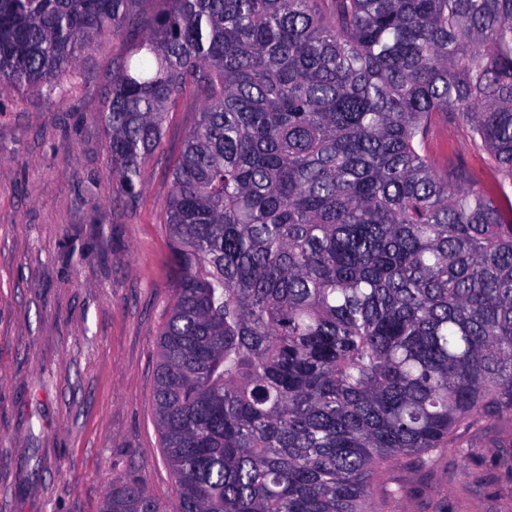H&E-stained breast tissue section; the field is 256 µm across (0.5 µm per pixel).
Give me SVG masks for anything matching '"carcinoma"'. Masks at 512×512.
I'll list each match as a JSON object with an SVG mask.
<instances>
[{
    "mask_svg": "<svg viewBox=\"0 0 512 512\" xmlns=\"http://www.w3.org/2000/svg\"><path fill=\"white\" fill-rule=\"evenodd\" d=\"M0 0V95L62 92L103 35L112 179L169 104L174 294L154 395L178 487L104 512H375L387 470L512 419V0ZM486 153L438 165L437 121Z\"/></svg>",
    "mask_w": 512,
    "mask_h": 512,
    "instance_id": "cac0c4a2",
    "label": "carcinoma"
}]
</instances>
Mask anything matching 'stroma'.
Wrapping results in <instances>:
<instances>
[{
    "mask_svg": "<svg viewBox=\"0 0 512 512\" xmlns=\"http://www.w3.org/2000/svg\"><path fill=\"white\" fill-rule=\"evenodd\" d=\"M123 49L99 38L63 96L31 92L0 112V512H101L136 482L176 498L154 411L174 288L165 205L200 104L172 108L125 198L97 117ZM431 148L485 178L461 129L439 128ZM465 436L469 461L445 451L433 468L390 470L375 491L384 512H512V420Z\"/></svg>",
    "mask_w": 512,
    "mask_h": 512,
    "instance_id": "1",
    "label": "stroma"
}]
</instances>
